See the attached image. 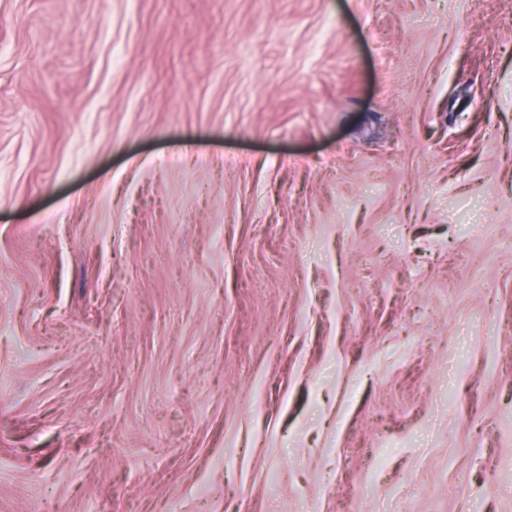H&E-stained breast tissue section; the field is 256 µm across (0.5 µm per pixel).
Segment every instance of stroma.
<instances>
[{"instance_id": "35a3bbf8", "label": "stroma", "mask_w": 512, "mask_h": 512, "mask_svg": "<svg viewBox=\"0 0 512 512\" xmlns=\"http://www.w3.org/2000/svg\"><path fill=\"white\" fill-rule=\"evenodd\" d=\"M512 512V0H0V512Z\"/></svg>"}]
</instances>
